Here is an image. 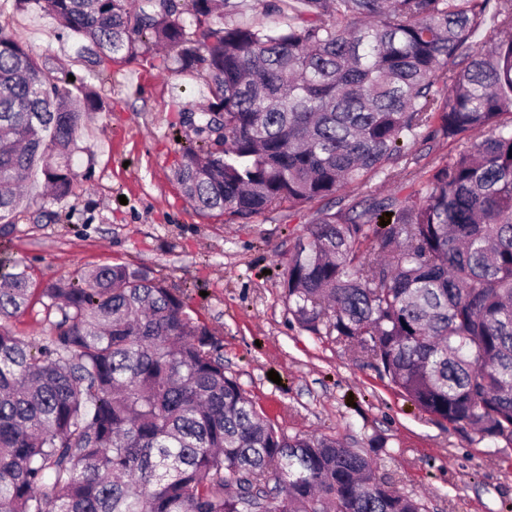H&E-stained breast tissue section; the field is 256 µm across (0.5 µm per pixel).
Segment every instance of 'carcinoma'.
<instances>
[{
  "label": "carcinoma",
  "instance_id": "cac0c4a2",
  "mask_svg": "<svg viewBox=\"0 0 512 512\" xmlns=\"http://www.w3.org/2000/svg\"><path fill=\"white\" fill-rule=\"evenodd\" d=\"M69 30L91 74L167 46L202 73L182 194L247 220L324 199L280 266L302 329L358 349L422 410L512 445V36L470 42L512 0H273L288 23L224 21L232 0H14ZM102 109L0 25V220L34 173L70 197L79 129ZM456 152L412 168L408 145ZM376 179L410 193L362 201ZM391 213V223L379 218ZM376 243L377 251L362 249ZM0 258V512H426L362 450L290 436L226 374L182 293L132 265L41 289L39 347L9 321L31 296Z\"/></svg>",
  "mask_w": 512,
  "mask_h": 512
}]
</instances>
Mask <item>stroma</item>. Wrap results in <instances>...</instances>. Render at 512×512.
I'll return each instance as SVG.
<instances>
[{
	"label": "stroma",
	"mask_w": 512,
	"mask_h": 512,
	"mask_svg": "<svg viewBox=\"0 0 512 512\" xmlns=\"http://www.w3.org/2000/svg\"><path fill=\"white\" fill-rule=\"evenodd\" d=\"M10 34L74 77L88 71L51 15L0 0ZM105 103L77 137L82 180L67 200L47 196L41 177L23 186L24 203L0 221V251L23 261L37 291L10 322L14 335L48 343L61 314L40 295L56 280L134 264L183 291L222 345L224 368L276 427L327 435L353 448L379 444V471L428 512H512V448L480 439L424 412L391 387L369 360L333 338L302 330L275 272L314 209H280L250 220L199 214L179 191L174 170L195 139L179 112L206 102L192 71L163 69L137 53L95 82ZM278 372L280 383L268 378Z\"/></svg>",
	"instance_id": "obj_1"
}]
</instances>
